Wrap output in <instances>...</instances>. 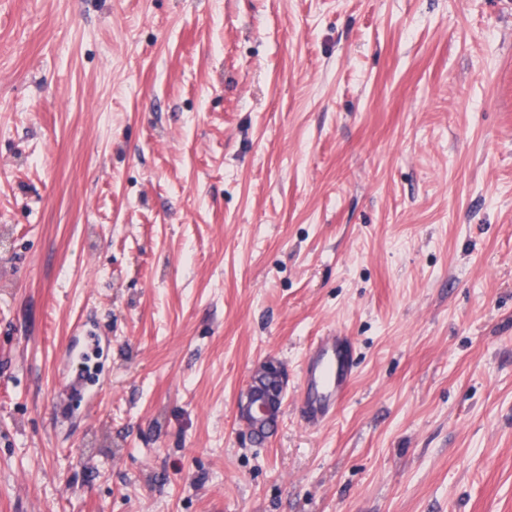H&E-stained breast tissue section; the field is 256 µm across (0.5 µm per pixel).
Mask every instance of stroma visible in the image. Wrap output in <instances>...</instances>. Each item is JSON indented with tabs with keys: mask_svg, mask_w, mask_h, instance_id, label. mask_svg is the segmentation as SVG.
<instances>
[{
	"mask_svg": "<svg viewBox=\"0 0 512 512\" xmlns=\"http://www.w3.org/2000/svg\"><path fill=\"white\" fill-rule=\"evenodd\" d=\"M0 512H512V0H0ZM349 336L329 332L319 336L305 361L301 393L309 424L328 419L352 383L355 360ZM260 380L269 382L267 391L253 389V384ZM287 383V371L278 361L267 360L254 372L238 405L239 418L251 436H261L278 423Z\"/></svg>",
	"mask_w": 512,
	"mask_h": 512,
	"instance_id": "35a3bbf8",
	"label": "stroma"
}]
</instances>
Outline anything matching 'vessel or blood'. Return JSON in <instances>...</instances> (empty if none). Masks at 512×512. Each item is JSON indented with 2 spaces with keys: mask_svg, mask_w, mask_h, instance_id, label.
Returning <instances> with one entry per match:
<instances>
[{
  "mask_svg": "<svg viewBox=\"0 0 512 512\" xmlns=\"http://www.w3.org/2000/svg\"><path fill=\"white\" fill-rule=\"evenodd\" d=\"M355 371L350 337L330 332L313 344L302 372L301 393L309 424L328 419L348 390Z\"/></svg>",
  "mask_w": 512,
  "mask_h": 512,
  "instance_id": "b4317fda",
  "label": "vessel or blood"
}]
</instances>
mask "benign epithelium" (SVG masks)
<instances>
[{
	"label": "benign epithelium",
	"mask_w": 512,
	"mask_h": 512,
	"mask_svg": "<svg viewBox=\"0 0 512 512\" xmlns=\"http://www.w3.org/2000/svg\"><path fill=\"white\" fill-rule=\"evenodd\" d=\"M287 383V371L278 361L267 360L254 372L238 405L239 418L251 436H261L278 423Z\"/></svg>",
	"instance_id": "7a95c632"
}]
</instances>
